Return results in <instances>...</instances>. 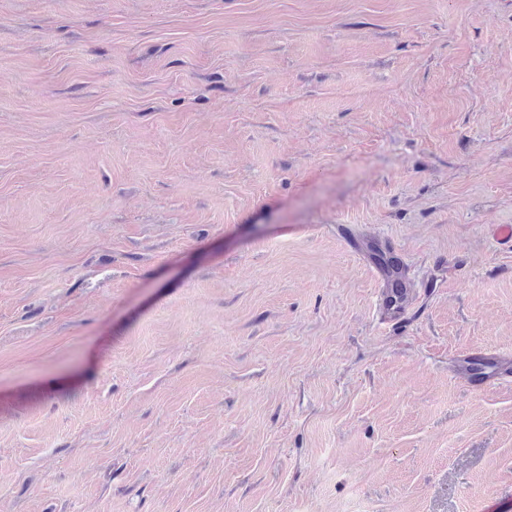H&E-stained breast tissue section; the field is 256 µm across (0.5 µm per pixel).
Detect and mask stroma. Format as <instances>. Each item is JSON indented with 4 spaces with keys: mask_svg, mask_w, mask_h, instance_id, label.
<instances>
[{
    "mask_svg": "<svg viewBox=\"0 0 512 512\" xmlns=\"http://www.w3.org/2000/svg\"><path fill=\"white\" fill-rule=\"evenodd\" d=\"M495 224L512 0H0V512H483ZM375 262L381 268L387 280V305L391 309H398L407 294V286L400 267L391 257L378 251L373 256Z\"/></svg>",
    "mask_w": 512,
    "mask_h": 512,
    "instance_id": "stroma-1",
    "label": "stroma"
}]
</instances>
